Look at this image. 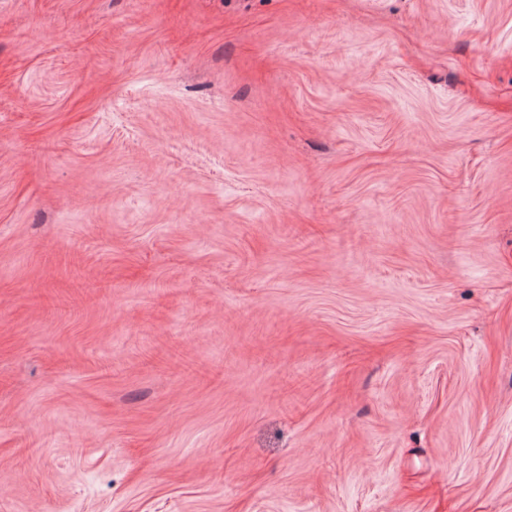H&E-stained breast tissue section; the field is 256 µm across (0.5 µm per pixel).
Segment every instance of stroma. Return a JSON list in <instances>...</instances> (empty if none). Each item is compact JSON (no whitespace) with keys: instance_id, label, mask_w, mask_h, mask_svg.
Returning a JSON list of instances; mask_svg holds the SVG:
<instances>
[{"instance_id":"35a3bbf8","label":"stroma","mask_w":512,"mask_h":512,"mask_svg":"<svg viewBox=\"0 0 512 512\" xmlns=\"http://www.w3.org/2000/svg\"><path fill=\"white\" fill-rule=\"evenodd\" d=\"M0 512H512V0H0Z\"/></svg>"}]
</instances>
